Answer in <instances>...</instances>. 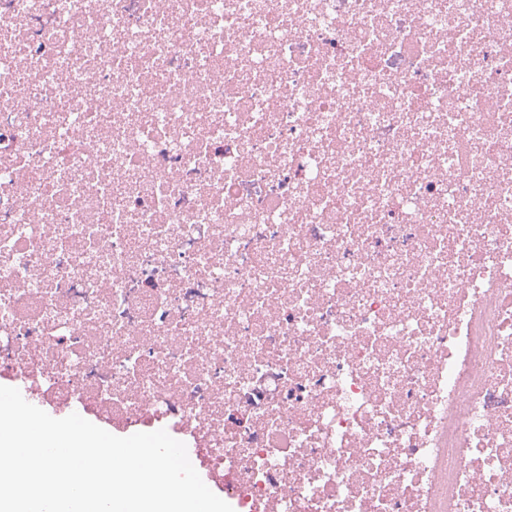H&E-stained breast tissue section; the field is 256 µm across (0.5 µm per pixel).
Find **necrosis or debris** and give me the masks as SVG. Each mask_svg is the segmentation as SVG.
<instances>
[{"mask_svg":"<svg viewBox=\"0 0 512 512\" xmlns=\"http://www.w3.org/2000/svg\"><path fill=\"white\" fill-rule=\"evenodd\" d=\"M0 382L237 512H512V0H0Z\"/></svg>","mask_w":512,"mask_h":512,"instance_id":"4bbe7bcc","label":"necrosis or debris"}]
</instances>
